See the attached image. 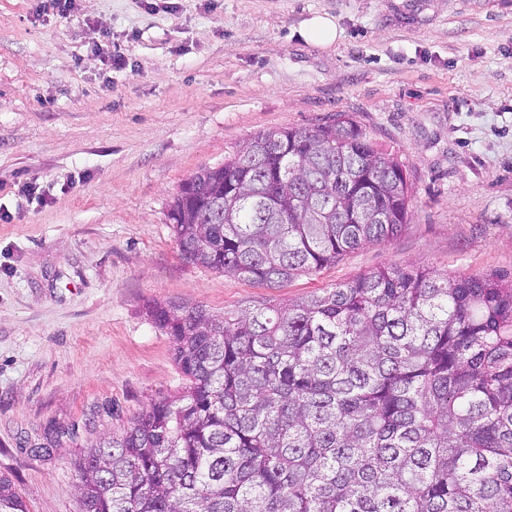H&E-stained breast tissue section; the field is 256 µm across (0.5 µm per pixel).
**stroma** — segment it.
Here are the masks:
<instances>
[{
	"instance_id": "stroma-1",
	"label": "stroma",
	"mask_w": 512,
	"mask_h": 512,
	"mask_svg": "<svg viewBox=\"0 0 512 512\" xmlns=\"http://www.w3.org/2000/svg\"><path fill=\"white\" fill-rule=\"evenodd\" d=\"M339 114L409 173L397 237L280 288L182 256L184 180ZM390 267L512 280V0H0V475L29 512H81L79 452L181 391L147 302L251 311ZM306 32L311 41L319 47L331 46L338 36L335 22L327 16H315L306 23Z\"/></svg>"
}]
</instances>
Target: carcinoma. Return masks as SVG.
I'll return each mask as SVG.
<instances>
[{"label": "carcinoma", "instance_id": "cac0c4a2", "mask_svg": "<svg viewBox=\"0 0 512 512\" xmlns=\"http://www.w3.org/2000/svg\"><path fill=\"white\" fill-rule=\"evenodd\" d=\"M345 117L269 130L179 186L189 262L278 288L410 221ZM183 389L80 452L82 512H512V284L381 268L224 315L149 302ZM0 512H29L0 476Z\"/></svg>", "mask_w": 512, "mask_h": 512}]
</instances>
